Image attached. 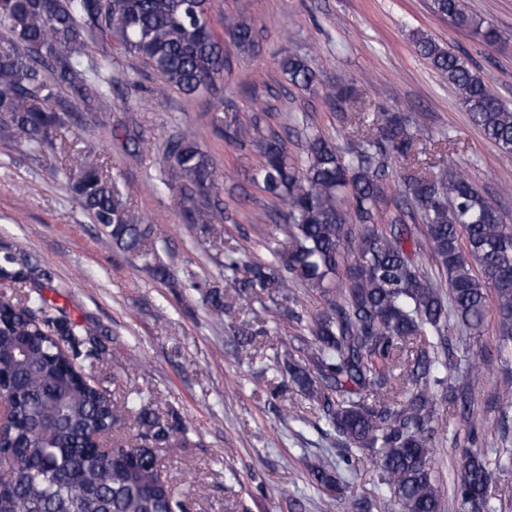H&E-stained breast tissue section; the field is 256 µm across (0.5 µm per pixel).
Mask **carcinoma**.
Wrapping results in <instances>:
<instances>
[{
  "label": "carcinoma",
  "instance_id": "1",
  "mask_svg": "<svg viewBox=\"0 0 512 512\" xmlns=\"http://www.w3.org/2000/svg\"><path fill=\"white\" fill-rule=\"evenodd\" d=\"M433 12L486 42L494 32L466 11L463 0H432ZM214 0H0V127L16 129L28 149H52L63 130L83 139L92 124L54 104L65 93L83 101L112 94V57L88 64V40L98 38L149 65L170 89L192 96L224 72V42L211 25ZM224 32L241 52L250 51L253 29L224 17ZM418 54L457 93L487 140L512 156V108L504 106L468 62L423 33L413 36ZM282 67L302 90L318 80L298 56ZM238 118L252 127L260 162L253 181L288 208L292 241L270 239L271 260L228 257L224 278L240 292L260 290L268 311L298 322L283 307L292 288L316 292L324 308L308 320L300 345L282 344L274 366L319 406L324 435L372 461L398 512H445L434 478L436 388L448 402L465 399L484 360L467 348L458 356L449 330L460 325L480 334L493 316L502 341H512V225L467 177L448 171L418 172L413 163L410 117L381 112L357 131L349 158L319 135L306 138V168L288 162L281 136L262 131L256 113ZM166 185L181 188L188 224H210L209 194L223 167L185 133L167 142ZM405 161L407 208L417 212L448 291L406 248L411 228L378 223L384 160ZM67 188L123 250L149 259L166 241L159 224H141L128 212L95 155H85ZM359 262L334 284L341 249ZM47 277L30 256L0 247V392L10 414L0 431V512H188L160 478L166 449L187 440L188 426L162 416L138 396L117 406L112 390L93 375L107 352L109 330L75 321L37 284ZM208 310L224 314V294L212 290ZM236 336L250 341L270 334L269 321L243 320ZM134 420L133 443L112 455L97 453L88 439ZM500 461L481 448L465 449L456 470L457 496L465 512H497ZM316 489L331 497L344 479L325 463L309 470Z\"/></svg>",
  "mask_w": 512,
  "mask_h": 512
}]
</instances>
